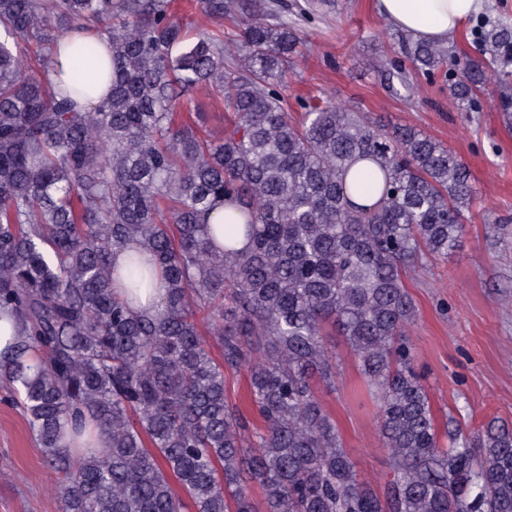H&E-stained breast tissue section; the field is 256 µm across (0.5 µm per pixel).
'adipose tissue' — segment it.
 <instances>
[{
	"mask_svg": "<svg viewBox=\"0 0 512 512\" xmlns=\"http://www.w3.org/2000/svg\"><path fill=\"white\" fill-rule=\"evenodd\" d=\"M487 0H377L378 12L415 39L444 45L464 23L480 14Z\"/></svg>",
	"mask_w": 512,
	"mask_h": 512,
	"instance_id": "ef3b65f1",
	"label": "adipose tissue"
}]
</instances>
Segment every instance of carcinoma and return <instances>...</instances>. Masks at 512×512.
Instances as JSON below:
<instances>
[{"label": "carcinoma", "mask_w": 512, "mask_h": 512, "mask_svg": "<svg viewBox=\"0 0 512 512\" xmlns=\"http://www.w3.org/2000/svg\"><path fill=\"white\" fill-rule=\"evenodd\" d=\"M195 8L215 27L192 37L174 0H0V309L25 327L0 382L59 476V512H512V427L450 414L439 428L408 336L405 277L459 246L469 168L351 106L293 119L283 88L303 37L285 0ZM75 32L80 67L56 90L52 54ZM403 42L424 76L452 58ZM102 46L110 88L86 109L83 66ZM474 49L451 96L472 110L492 80L511 122L512 26L478 31ZM199 87L232 113L222 139L180 118ZM228 199L221 250L208 216ZM131 240L149 257L121 277L112 254ZM153 263L165 301L135 315ZM329 328L376 399L379 492L312 390L335 383ZM240 367L260 428L226 397L224 370Z\"/></svg>", "instance_id": "cac0c4a2"}]
</instances>
